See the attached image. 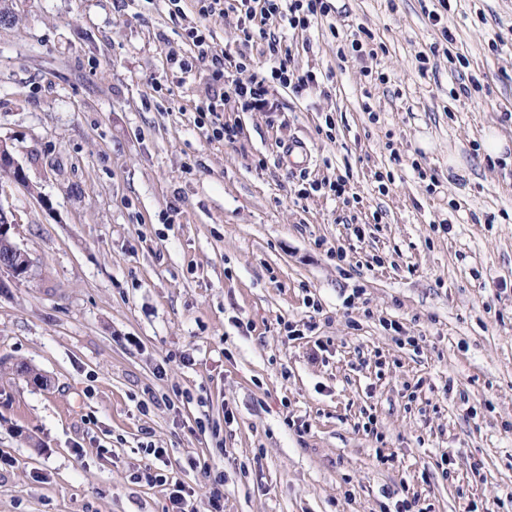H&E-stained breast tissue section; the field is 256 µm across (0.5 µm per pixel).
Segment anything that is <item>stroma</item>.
<instances>
[{
    "instance_id": "obj_1",
    "label": "stroma",
    "mask_w": 512,
    "mask_h": 512,
    "mask_svg": "<svg viewBox=\"0 0 512 512\" xmlns=\"http://www.w3.org/2000/svg\"><path fill=\"white\" fill-rule=\"evenodd\" d=\"M5 4L0 143L28 183L0 202L33 266L0 289V512H164L133 480L164 465L196 512L215 488L224 512H512V165L482 150L512 143V0H333L284 34L321 91L226 103L233 144L169 49L200 21L236 49L235 14ZM303 173L352 201L298 198Z\"/></svg>"
}]
</instances>
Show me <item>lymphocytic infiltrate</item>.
Wrapping results in <instances>:
<instances>
[{
    "mask_svg": "<svg viewBox=\"0 0 512 512\" xmlns=\"http://www.w3.org/2000/svg\"><path fill=\"white\" fill-rule=\"evenodd\" d=\"M196 3L198 14L203 18L235 13L242 47L256 37L265 42L268 66L254 69L248 80L242 81L233 76L242 66V47L222 51L214 47L211 32L205 25L187 29L185 38L194 48L193 55L185 57L174 50L170 59L186 73L200 67L209 70L213 82L224 89L221 101L238 103L246 111L260 110L268 104L270 84L276 83L297 93L320 89L321 79L315 71L299 72L290 67L282 38L272 31L271 25L279 21L292 30H307L319 18L332 12L331 0H196Z\"/></svg>",
    "mask_w": 512,
    "mask_h": 512,
    "instance_id": "obj_1",
    "label": "lymphocytic infiltrate"
}]
</instances>
